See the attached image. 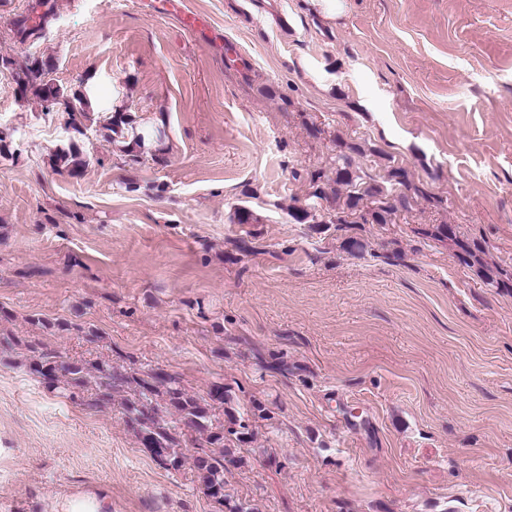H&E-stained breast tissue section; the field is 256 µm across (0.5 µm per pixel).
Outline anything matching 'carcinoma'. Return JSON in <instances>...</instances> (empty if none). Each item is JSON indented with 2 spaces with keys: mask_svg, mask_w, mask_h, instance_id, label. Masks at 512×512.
I'll use <instances>...</instances> for the list:
<instances>
[{
  "mask_svg": "<svg viewBox=\"0 0 512 512\" xmlns=\"http://www.w3.org/2000/svg\"><path fill=\"white\" fill-rule=\"evenodd\" d=\"M9 74L17 86L20 96L33 94L45 103L50 110L56 107L68 112L72 125H77V117H87L84 107L88 105L87 95L81 90L67 92L53 85L47 79L49 65L37 58L27 60L21 66L7 58L0 59V74ZM132 124L130 115L113 112L106 119L104 128L117 137H125L126 127ZM336 167L333 176L319 170L311 175L313 196L325 199L336 198L338 210L334 218L325 221L306 208L291 212L293 220L299 224H386L391 221L397 206L410 204L412 196H398L393 203L389 193L377 184L365 181L353 168L347 151L357 152L359 148L338 144ZM53 167L67 171L73 177L84 173L86 160L74 148L58 151L51 156ZM418 234L437 242H448L457 258L476 269L485 283L493 288L512 289V271L490 265L486 259V248L478 240H470L458 235L450 224H435L421 228ZM33 356L29 370L37 375L50 391H67L74 396L90 393L87 405L97 407L112 400V393L129 389L133 397L124 401L128 423L135 430L141 445L165 468L178 470L184 464L179 434L170 425L168 417L177 416L186 426L204 436L210 447L219 452L199 453L193 459V467L205 494L226 512H254V508L242 501H236L226 491L224 471L241 466L245 458L237 452V447L249 443L252 435L248 420L234 407L230 390L222 384H214L207 397H198L185 390L179 380L160 368L153 369L139 377L122 373L110 361L79 364L66 362L60 354L37 350L29 346ZM215 405L224 407V422L213 424L211 409Z\"/></svg>",
  "mask_w": 512,
  "mask_h": 512,
  "instance_id": "carcinoma-1",
  "label": "carcinoma"
}]
</instances>
